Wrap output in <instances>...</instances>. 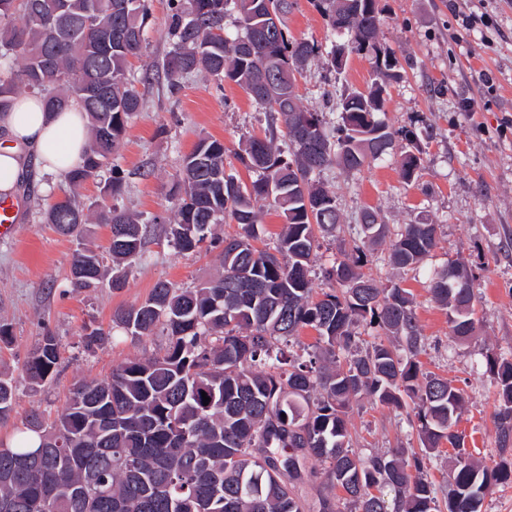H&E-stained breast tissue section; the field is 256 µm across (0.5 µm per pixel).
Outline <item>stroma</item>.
I'll return each instance as SVG.
<instances>
[{"instance_id":"obj_1","label":"stroma","mask_w":512,"mask_h":512,"mask_svg":"<svg viewBox=\"0 0 512 512\" xmlns=\"http://www.w3.org/2000/svg\"><path fill=\"white\" fill-rule=\"evenodd\" d=\"M382 2L380 41L395 52L401 74L387 88L385 119L394 128L421 134L423 168L415 181L404 182L391 155L359 172L326 170L320 179L341 203V237H348V225L365 208L394 227L421 216L439 224V244L423 264L404 272L386 266L379 275L400 280L413 293L418 325L429 343L419 357L422 368L447 376L463 389L465 406L457 428L466 434L475 460L490 466L498 455L491 419L493 388L483 354L512 349V0H487L486 9L499 28L493 37L481 28L460 30L449 0ZM292 3L286 17L291 35L326 43L328 30L313 0ZM151 12L146 48L130 67L144 107L112 157L124 177L123 189L115 197H104L99 177L84 184L79 195L93 210L110 203L147 218L170 220L181 159L199 138L222 141L227 172L251 181L252 171L238 156L247 139L264 135L267 115L234 84L220 87L198 73L182 78L179 91H172L160 68L169 49V0H151ZM373 67L371 55L352 53L337 75L327 56L316 58L297 80L302 106L335 123L329 94L346 87L365 89ZM15 192L24 198L17 233L0 239V323L10 329L8 341L0 342V375L16 382L17 406L13 421L0 422L2 442L10 441L16 421L30 412L54 418L75 380L107 378L119 364L165 347L161 335L138 339L113 332L117 308L141 304L158 281L191 288L221 270L218 249L205 244L195 252H179L159 228L142 261L130 269L124 288H70L76 244L41 217L54 193L39 192L29 180ZM451 260L465 263L476 275L478 322L473 336L458 344L449 342L448 316L428 293L431 275ZM95 328L114 337L89 351L83 336ZM48 333L59 342V363L52 380L34 389L23 367ZM348 426L355 451L363 455L419 445L397 410L366 399L353 403Z\"/></svg>"}]
</instances>
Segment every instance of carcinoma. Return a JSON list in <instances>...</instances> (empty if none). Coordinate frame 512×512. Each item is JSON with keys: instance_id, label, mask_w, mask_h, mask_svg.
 Segmentation results:
<instances>
[{"instance_id": "carcinoma-1", "label": "carcinoma", "mask_w": 512, "mask_h": 512, "mask_svg": "<svg viewBox=\"0 0 512 512\" xmlns=\"http://www.w3.org/2000/svg\"><path fill=\"white\" fill-rule=\"evenodd\" d=\"M318 4L330 33L345 38L331 45L334 71L344 70L348 50L375 58L368 90L336 96L330 129L300 105L295 90L296 73L322 45L290 35L288 0H169L170 48L161 68L171 88L200 72L234 83L269 112L268 134L250 139L239 156L256 178L241 183L226 173L224 143L211 137L183 158L167 237L181 252L207 241L221 248L224 272L196 288L161 281L143 303L114 313L112 327L133 337L166 336L164 351L126 361L108 380L78 381L49 424L39 413L24 417L16 437L34 433L39 445L0 453V502L11 505L9 512H302L295 487L311 459L327 464L329 489L344 493L336 501L352 505L345 511L324 500L318 512H441L427 461L444 443L456 458L446 478V512H482L492 488L512 480V351L484 355L499 462L481 467L455 429L462 390L422 370L428 339L413 293L364 272L385 263L416 266L437 247L440 225L426 219L392 228L366 208L350 225L349 240L336 235L340 203L314 176L332 165L360 171L390 155L399 136H418L380 118L398 66L379 40L381 0ZM270 8L278 20L272 30ZM150 11V0H0V114L13 109L19 81L47 111L75 104L88 117L82 163L43 212L66 237L80 236L93 220L110 226L112 266L87 246L76 250L74 288L106 279L124 287L152 225L165 222H143L114 205L92 214L74 195L110 163L141 109L129 61L142 51ZM233 13L232 36L226 18ZM422 166L420 148L401 153L405 182ZM260 200L284 218L270 250L253 245L263 233ZM226 218L240 232L221 241L211 227ZM321 237L338 243L343 260L323 270L331 288L315 298ZM386 239L388 260L373 259L372 246ZM428 292L448 314V339L467 340L476 323L471 272L450 261ZM304 328L316 331L320 345L298 354L291 346ZM58 361L57 338L47 334L26 361L28 383L43 386ZM359 398L405 411L421 447L356 453L347 416ZM16 405L13 380L0 376V422Z\"/></svg>"}]
</instances>
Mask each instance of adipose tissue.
<instances>
[{
	"instance_id": "1",
	"label": "adipose tissue",
	"mask_w": 512,
	"mask_h": 512,
	"mask_svg": "<svg viewBox=\"0 0 512 512\" xmlns=\"http://www.w3.org/2000/svg\"><path fill=\"white\" fill-rule=\"evenodd\" d=\"M88 139L87 117L79 107L50 115L39 96L17 97L12 112L0 116V198L12 194L27 155L46 178L42 191H50L51 180L81 162Z\"/></svg>"
}]
</instances>
